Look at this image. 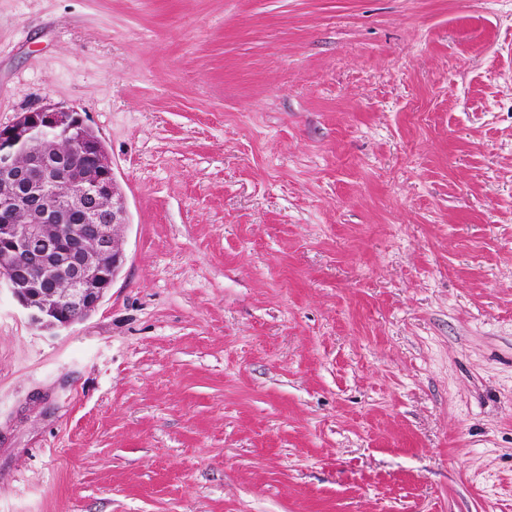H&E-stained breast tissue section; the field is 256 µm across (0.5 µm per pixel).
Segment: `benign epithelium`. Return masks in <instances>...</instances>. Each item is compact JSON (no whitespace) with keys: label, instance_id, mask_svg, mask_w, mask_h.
I'll return each mask as SVG.
<instances>
[{"label":"benign epithelium","instance_id":"benign-epithelium-1","mask_svg":"<svg viewBox=\"0 0 512 512\" xmlns=\"http://www.w3.org/2000/svg\"><path fill=\"white\" fill-rule=\"evenodd\" d=\"M73 109L45 106L0 127V287L29 323L87 317L125 262L112 162ZM82 163L73 165V155Z\"/></svg>","mask_w":512,"mask_h":512}]
</instances>
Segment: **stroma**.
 I'll return each instance as SVG.
<instances>
[{
	"mask_svg": "<svg viewBox=\"0 0 512 512\" xmlns=\"http://www.w3.org/2000/svg\"><path fill=\"white\" fill-rule=\"evenodd\" d=\"M53 104L125 263L0 293V512H512V0H0Z\"/></svg>",
	"mask_w": 512,
	"mask_h": 512,
	"instance_id": "stroma-1",
	"label": "stroma"
}]
</instances>
